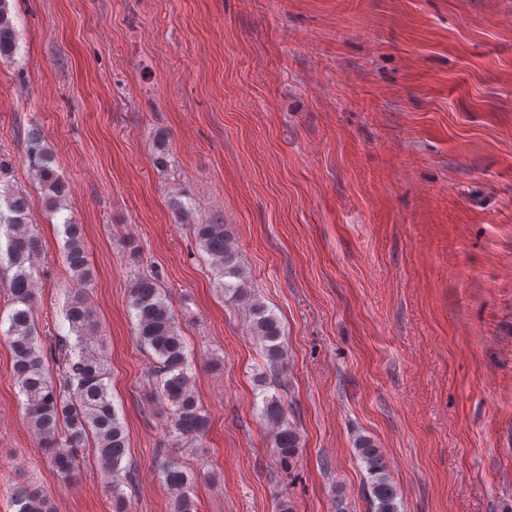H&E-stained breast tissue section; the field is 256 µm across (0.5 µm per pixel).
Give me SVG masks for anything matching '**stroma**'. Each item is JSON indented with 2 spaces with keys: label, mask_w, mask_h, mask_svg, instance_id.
Masks as SVG:
<instances>
[{
  "label": "stroma",
  "mask_w": 512,
  "mask_h": 512,
  "mask_svg": "<svg viewBox=\"0 0 512 512\" xmlns=\"http://www.w3.org/2000/svg\"><path fill=\"white\" fill-rule=\"evenodd\" d=\"M0 158L44 254L33 312L66 334L61 218L130 438L132 512H170L179 458L197 512H371L355 441L379 449L398 512H512V0H9ZM38 125L66 182L50 213L26 157ZM165 134L168 158L154 164ZM233 231L288 364L269 372L241 304L169 207ZM159 273L208 426L167 448L133 271ZM299 434L281 467L260 417ZM54 512H112L97 465L65 484L38 445L0 337V485ZM261 417L271 430V437L274 447L277 449L280 464L289 468L300 438L298 432L288 423L281 400L276 396L263 398ZM6 492L15 512H52L47 499L37 490L23 485L8 486Z\"/></svg>",
  "instance_id": "35a3bbf8"
}]
</instances>
